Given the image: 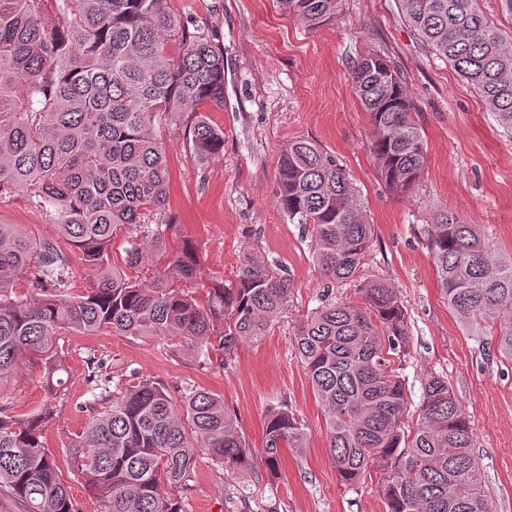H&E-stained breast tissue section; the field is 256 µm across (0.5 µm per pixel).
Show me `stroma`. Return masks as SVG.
Masks as SVG:
<instances>
[{"label": "stroma", "mask_w": 512, "mask_h": 512, "mask_svg": "<svg viewBox=\"0 0 512 512\" xmlns=\"http://www.w3.org/2000/svg\"><path fill=\"white\" fill-rule=\"evenodd\" d=\"M169 6L224 46V105L201 110L223 130L224 151L199 160L184 125H157L171 189L165 209L149 221L181 225L195 238L204 283L198 299H205L206 285L233 281L245 249L284 268L294 291L267 335L240 342L220 368L201 366L192 352L153 336L64 332L68 379L54 401L56 418L43 430L60 469L68 467L65 444L88 418L86 363L95 357L116 383L134 369L172 391L188 385L220 396L242 440L256 450L278 404L305 425L306 448L283 450L273 475L260 466L229 476L197 454L183 493L189 512H385L377 476L355 486L340 482L323 410L292 341L325 287L310 237L288 222L275 199L280 152L304 138L340 160L364 205L373 241L362 276L390 283L410 316L412 349L401 370L409 409L418 408L426 376L447 377L470 420L494 510L512 512V363L497 350L496 326L471 325L449 309L421 235L443 209L479 225L501 256H512V135L417 38L398 0H339L335 20L316 31L279 0H169ZM368 50L403 73L426 147L419 182L400 196L378 177L372 126L349 75L351 61ZM0 224L71 250L52 217L24 197L0 200ZM0 397L14 413L34 410L44 398L41 368H19Z\"/></svg>", "instance_id": "stroma-1"}]
</instances>
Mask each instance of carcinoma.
Wrapping results in <instances>:
<instances>
[{"mask_svg":"<svg viewBox=\"0 0 512 512\" xmlns=\"http://www.w3.org/2000/svg\"><path fill=\"white\" fill-rule=\"evenodd\" d=\"M310 30L336 18L338 0H280ZM425 46L472 86L512 134V39L491 25L479 0H399ZM353 89L369 113L371 150L386 188L411 189L426 163L417 112L392 61L371 50L351 66ZM224 106V47L190 29L168 0H0V198L21 194L50 213L76 259L0 224V386L26 359L42 364L49 397L64 384L60 334L110 329L158 336L224 366L242 340L265 336L294 288L279 265L243 250L235 282L207 289L200 303L172 285L198 281L199 250L178 224H148L166 207L170 169L155 126L189 110ZM201 160L222 153L224 131L202 115L188 127ZM276 198L291 224L311 232L313 258L328 284H356L364 306L326 303L299 325L294 344L324 409L339 480L380 475L386 512H492L467 414L448 379L424 380L414 426L406 384L394 360L410 354L405 306L388 283L357 280L372 228L335 156L295 139L282 149ZM128 230L125 268L144 263V245L168 254L149 286L110 264L113 231ZM181 236L168 251L166 233ZM423 239L448 307L499 324L498 351L512 362V258L502 259L479 227L434 214ZM93 271L85 291L74 261ZM39 291L21 297L19 277ZM88 376L93 403L66 458L102 503L101 512H187L173 496L187 488L193 449L233 475L281 450L303 448L306 427L286 407L268 415L263 445L241 439L219 396L187 388L175 398L132 371L110 389ZM46 402L13 415L0 402V498L22 512H83L42 440L53 419ZM168 487L171 494L162 492Z\"/></svg>","mask_w":512,"mask_h":512,"instance_id":"cac0c4a2","label":"carcinoma"}]
</instances>
